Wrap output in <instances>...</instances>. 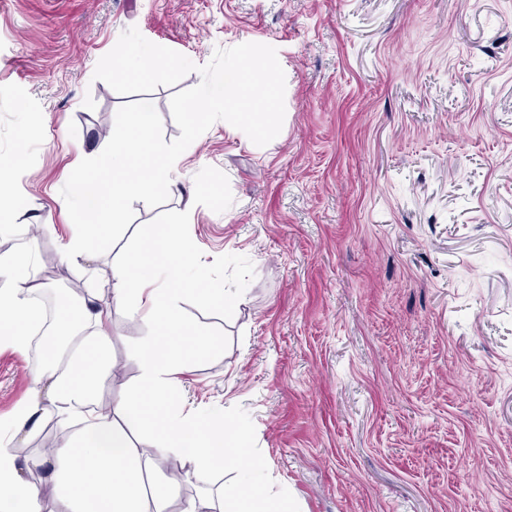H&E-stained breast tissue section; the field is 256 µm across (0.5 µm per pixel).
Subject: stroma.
I'll use <instances>...</instances> for the list:
<instances>
[{"label": "stroma", "mask_w": 512, "mask_h": 512, "mask_svg": "<svg viewBox=\"0 0 512 512\" xmlns=\"http://www.w3.org/2000/svg\"><path fill=\"white\" fill-rule=\"evenodd\" d=\"M137 27L194 64L276 49L285 118L268 145L214 123L179 157L166 204L84 265L60 194L139 94L94 79ZM21 206L0 254L49 289L109 304L101 404L131 397L151 324L111 302L112 268L154 224H182L223 340L180 377L183 412L246 425L269 496L294 512H512V0H0V161ZM38 350L0 347V420ZM171 512L201 488L170 457Z\"/></svg>", "instance_id": "stroma-1"}]
</instances>
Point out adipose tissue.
Instances as JSON below:
<instances>
[{
    "instance_id": "1",
    "label": "adipose tissue",
    "mask_w": 512,
    "mask_h": 512,
    "mask_svg": "<svg viewBox=\"0 0 512 512\" xmlns=\"http://www.w3.org/2000/svg\"><path fill=\"white\" fill-rule=\"evenodd\" d=\"M176 224H157L146 240L114 266L112 300L154 327L132 351L141 367L136 396L101 406L96 386L105 351L108 308H86L81 321L59 311L66 327H78L69 362L58 350L44 354L27 401L0 424V512L21 502V512H42L30 474L41 473L62 492L65 512H166L174 493L163 469L181 459L201 476L231 470L224 491L228 512H289L284 500L266 493L263 462L249 446L246 427L226 426L216 412L183 414L173 393L180 375L198 358L216 352L221 341L185 321L178 302L196 284L193 259ZM26 256L0 255V346L29 348L41 313L31 303L39 285ZM55 416L66 434L48 452L20 459L16 443L44 416Z\"/></svg>"
}]
</instances>
